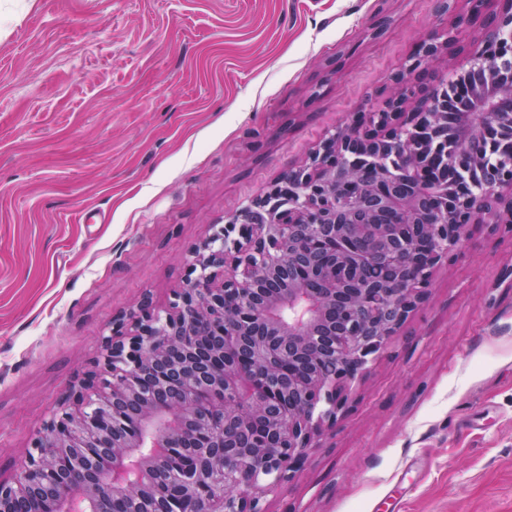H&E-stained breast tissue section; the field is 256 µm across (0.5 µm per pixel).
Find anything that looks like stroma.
Segmentation results:
<instances>
[{
    "label": "stroma",
    "mask_w": 512,
    "mask_h": 512,
    "mask_svg": "<svg viewBox=\"0 0 512 512\" xmlns=\"http://www.w3.org/2000/svg\"><path fill=\"white\" fill-rule=\"evenodd\" d=\"M465 0H0V480L103 332ZM268 512H512V229L471 226Z\"/></svg>",
    "instance_id": "35a3bbf8"
}]
</instances>
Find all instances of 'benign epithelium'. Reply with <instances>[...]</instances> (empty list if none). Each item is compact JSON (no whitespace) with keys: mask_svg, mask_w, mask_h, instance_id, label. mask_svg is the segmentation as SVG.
Listing matches in <instances>:
<instances>
[{"mask_svg":"<svg viewBox=\"0 0 512 512\" xmlns=\"http://www.w3.org/2000/svg\"><path fill=\"white\" fill-rule=\"evenodd\" d=\"M492 0H469L457 27ZM495 52L512 59V0H497ZM455 34L424 39L411 67ZM373 112L327 136L264 196L227 215L198 246L186 282L164 310L145 298L116 320L93 369L35 438L0 512L42 491L36 512H112L115 497H140L176 464L190 501L218 512H267L265 498L300 465L346 410L374 356L425 302L433 270L471 224H512V115L479 109L484 136L460 153L467 179L451 184L448 86L407 85ZM388 154L406 160L401 193ZM421 224L431 247L386 243L383 224L336 222V211L389 208ZM394 267L387 288H336V271Z\"/></svg>","mask_w":512,"mask_h":512,"instance_id":"benign-epithelium-1","label":"benign epithelium"}]
</instances>
